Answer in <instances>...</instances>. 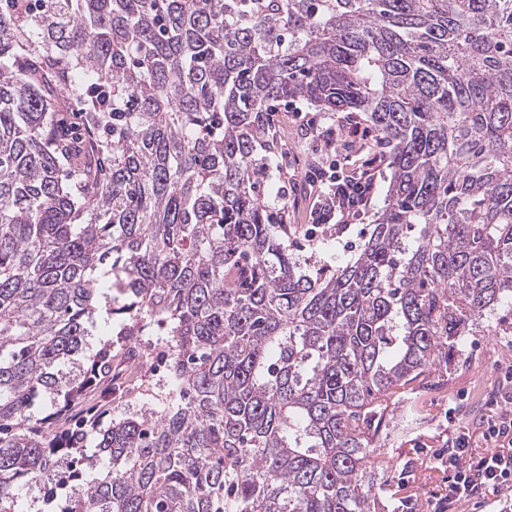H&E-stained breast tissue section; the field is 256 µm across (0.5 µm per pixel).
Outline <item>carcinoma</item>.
Returning <instances> with one entry per match:
<instances>
[{"label":"carcinoma","mask_w":512,"mask_h":512,"mask_svg":"<svg viewBox=\"0 0 512 512\" xmlns=\"http://www.w3.org/2000/svg\"><path fill=\"white\" fill-rule=\"evenodd\" d=\"M288 101L389 147L369 237L312 275L263 189ZM509 298L512 0H0V512L21 483L57 512H380V399ZM97 313L169 336L155 403L104 430L112 340L62 382ZM40 392L85 412L40 421Z\"/></svg>","instance_id":"obj_1"}]
</instances>
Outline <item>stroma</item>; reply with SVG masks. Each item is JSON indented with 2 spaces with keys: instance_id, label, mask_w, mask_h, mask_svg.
Listing matches in <instances>:
<instances>
[{
  "instance_id": "obj_1",
  "label": "stroma",
  "mask_w": 512,
  "mask_h": 512,
  "mask_svg": "<svg viewBox=\"0 0 512 512\" xmlns=\"http://www.w3.org/2000/svg\"><path fill=\"white\" fill-rule=\"evenodd\" d=\"M276 118L280 153L265 192L287 201L284 221L297 228L294 246L310 265L345 264L366 238L375 212L385 205L390 172L380 169L370 207L351 219L345 232L316 230L312 180L317 162L325 156L317 132L330 128L339 133L344 147L336 155V165L343 172L373 164L379 154L376 134L357 114L316 112L299 102L290 103ZM460 349L456 369L444 377L431 375L429 388L413 391V400L423 408L417 429L387 443L399 484L397 495L384 496L387 507L400 512H512V496L506 494L453 501L444 509L436 501L445 475L431 469V462L435 455L447 452L461 426L476 428L498 392L502 371L512 367V308L499 307L473 335L462 339Z\"/></svg>"
}]
</instances>
